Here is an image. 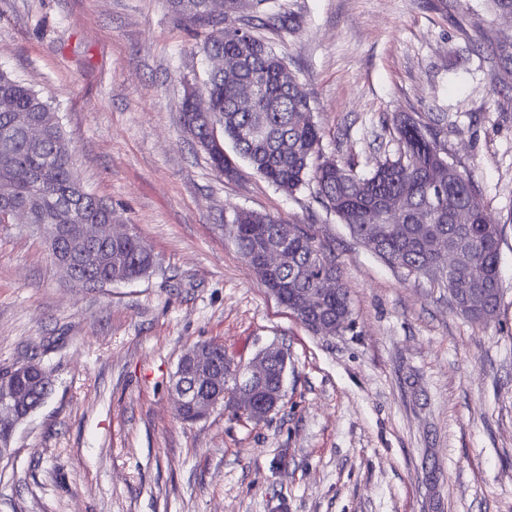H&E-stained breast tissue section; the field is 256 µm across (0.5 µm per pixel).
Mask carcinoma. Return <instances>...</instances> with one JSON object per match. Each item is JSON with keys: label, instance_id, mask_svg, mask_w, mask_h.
Returning <instances> with one entry per match:
<instances>
[{"label": "carcinoma", "instance_id": "obj_1", "mask_svg": "<svg viewBox=\"0 0 512 512\" xmlns=\"http://www.w3.org/2000/svg\"><path fill=\"white\" fill-rule=\"evenodd\" d=\"M172 11L194 34H204V54L221 50L226 57L241 54L243 80L256 82L257 93L248 112L235 104V85L209 74L203 83L210 111L216 113L221 134L207 155L214 169L234 168L233 157L293 196L315 185V198L329 213L346 224L354 238L388 265L411 276H425L448 291L455 308L472 320L488 321L500 308L501 279L499 251L502 227L472 213L457 219L458 210L474 192L471 178L462 173L448 176L452 163L432 133L406 116L393 122L399 144L397 155L387 158L370 175L361 177L349 162H331L322 152L323 132L309 121L294 122L297 110L311 111L305 89L284 87L278 79L279 57L268 44L240 24L241 0H225L224 20L216 27L205 13V0H169ZM38 124L39 142L28 139V126ZM232 145L234 156L224 152ZM392 194L408 202L402 222L390 217L377 224L365 215ZM12 208L26 210L28 223L63 224L69 236L80 238L89 224H110L117 218L111 206L85 190L73 166L72 151L65 139L56 110L41 94L10 74L0 72V215ZM236 245L243 258L276 242L287 220L254 211L239 210ZM446 239L457 252V263L436 248ZM85 288H100L112 278L133 281L154 267V257L137 234L99 249L89 259ZM478 271L472 277V271ZM323 277L336 279V295L324 297L306 308L304 296L314 292ZM288 289L287 308L303 324L321 316L334 323L338 332L351 328L352 307L348 288L336 262L314 244L307 233L293 235L288 261L278 273ZM39 381L25 384L20 379L9 386L25 389L35 408L53 391L51 376H40L44 368L29 363Z\"/></svg>", "mask_w": 512, "mask_h": 512}]
</instances>
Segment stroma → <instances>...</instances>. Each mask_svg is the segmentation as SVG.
Instances as JSON below:
<instances>
[{
	"instance_id": "1",
	"label": "stroma",
	"mask_w": 512,
	"mask_h": 512,
	"mask_svg": "<svg viewBox=\"0 0 512 512\" xmlns=\"http://www.w3.org/2000/svg\"><path fill=\"white\" fill-rule=\"evenodd\" d=\"M307 90L326 156L369 174L394 118L438 135L503 226L486 323L372 254L304 188L215 171L181 114L211 64L168 0H0V70L56 108L83 187L152 252L149 275L71 287L36 227L0 224V369L39 362L50 397L0 461V512H512V14L489 0H265L250 16ZM314 235L355 323L311 333L237 250L235 210ZM288 352L261 421L182 422L171 378L198 342Z\"/></svg>"
}]
</instances>
